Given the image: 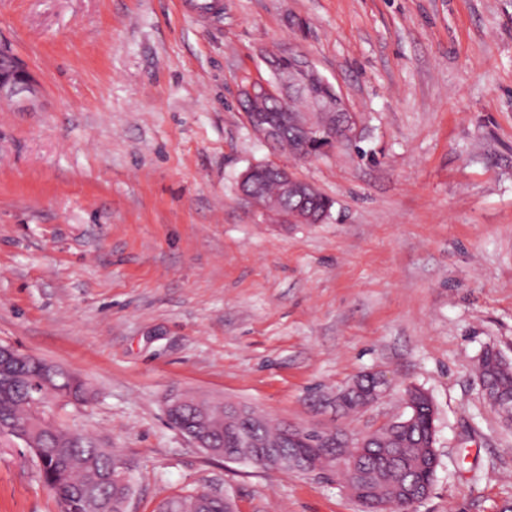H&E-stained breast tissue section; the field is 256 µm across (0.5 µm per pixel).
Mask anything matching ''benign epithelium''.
Here are the masks:
<instances>
[{"label":"benign epithelium","mask_w":512,"mask_h":512,"mask_svg":"<svg viewBox=\"0 0 512 512\" xmlns=\"http://www.w3.org/2000/svg\"><path fill=\"white\" fill-rule=\"evenodd\" d=\"M279 56L290 60V65L281 66L269 57L263 61L270 72V79L251 81L240 90V97L252 104L250 112L244 114L245 122L252 134L274 150L300 157L305 143L313 138L322 141L321 151L330 153L342 147V140L335 135H324L328 127L323 122L326 112L336 111V99L319 92L328 87V81L318 72L310 58L291 43L279 48ZM27 93H37L35 81L30 72L22 67L12 53H0V98ZM304 96L308 101L305 112H294L288 108V101L294 96ZM278 101L280 107L269 111L266 102ZM279 185L281 195L291 198L297 205L291 209L283 208L271 202L256 188L259 173L252 165L241 173L238 190L241 198L263 213H272L279 224H320L308 210L307 202L316 195V188L297 176L294 169L286 164L279 165ZM367 384L362 379L354 380L349 386L336 391V407L348 409L349 394H360L359 408H366L386 392L389 380L382 374H369ZM248 417L243 406L233 402L224 403V433L232 434L239 420ZM338 432L335 430H317L316 439L307 451L286 457L278 443L267 440L250 439L239 449V453H230L225 449L217 457L234 461L244 452L255 455L268 462L274 471L313 470L320 467V460L328 452L336 451Z\"/></svg>","instance_id":"7a95c632"}]
</instances>
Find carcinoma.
<instances>
[{
	"label": "carcinoma",
	"instance_id": "1",
	"mask_svg": "<svg viewBox=\"0 0 512 512\" xmlns=\"http://www.w3.org/2000/svg\"><path fill=\"white\" fill-rule=\"evenodd\" d=\"M271 199L285 203L278 195V173L271 167L260 182ZM479 376L490 406H512V363L486 349L479 363ZM406 394L415 407L414 418H400L379 428L369 437L360 460L362 480L371 499L399 502L408 510L414 502L408 491L416 486L430 487L439 466L437 449L431 447L430 406L417 402V395ZM53 398L65 405L87 403L92 394L83 381L56 365L22 353L0 369V435L14 436L17 425L25 427V447L40 460L41 477L59 499L63 512H124L125 498L134 493L131 485L112 480L113 452L92 437L64 429L32 405L36 397ZM182 425L212 437L215 448H239L250 438L278 437L280 426L258 413L243 422L237 432L224 437V405L201 402L178 413ZM180 512H223L206 492L170 498Z\"/></svg>",
	"mask_w": 512,
	"mask_h": 512
}]
</instances>
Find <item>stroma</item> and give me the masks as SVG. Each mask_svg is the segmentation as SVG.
I'll return each instance as SVG.
<instances>
[{"mask_svg":"<svg viewBox=\"0 0 512 512\" xmlns=\"http://www.w3.org/2000/svg\"><path fill=\"white\" fill-rule=\"evenodd\" d=\"M290 42L360 117V148L292 162L333 207L277 224L240 174V88ZM38 83L0 99V344L81 375L52 408L132 470V512L217 490L237 512H360L319 472L211 457L169 397L351 435L431 396L440 465L410 512L512 505V427L473 374L512 361V0H0V48ZM364 372L389 391L346 413ZM0 512H61L0 440ZM363 378L355 379L349 386L342 390H336V408L352 410L359 405L357 396L349 394L353 391L360 394L361 404L356 409L366 408L375 402L386 392L389 380L385 375L369 373L366 377L367 385L362 384ZM348 400L349 407L348 408Z\"/></svg>","mask_w":512,"mask_h":512,"instance_id":"obj_1","label":"stroma"}]
</instances>
